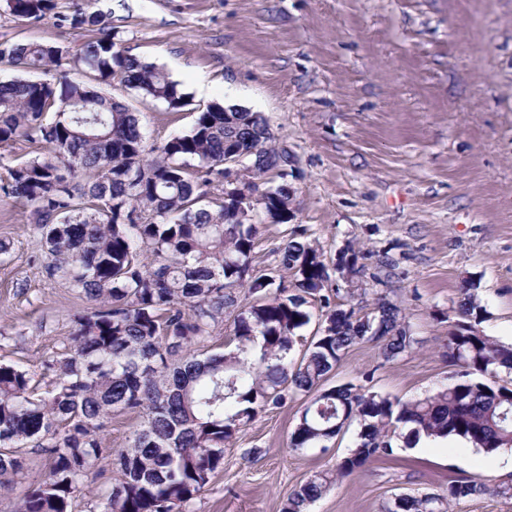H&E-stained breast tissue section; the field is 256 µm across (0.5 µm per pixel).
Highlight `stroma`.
Segmentation results:
<instances>
[{"label": "stroma", "instance_id": "35a3bbf8", "mask_svg": "<svg viewBox=\"0 0 512 512\" xmlns=\"http://www.w3.org/2000/svg\"><path fill=\"white\" fill-rule=\"evenodd\" d=\"M31 25L0 0V42L62 47L59 74L91 82L71 58L90 36L66 19L86 0H57ZM122 46L162 67L188 93L178 110L119 83L103 94L138 112L147 147L188 131L215 101L260 113L292 165L295 218L257 217L253 267L296 237L327 260L361 250L355 277L332 271L339 307L364 315L398 306L413 339L385 358L352 346L327 383L408 401L447 383L444 354L461 316L458 290L475 285L487 335L512 343V0H96ZM0 363L53 374L73 318L88 308L39 258L28 208L0 200ZM304 396L260 412L224 449V468L190 512H282L289 492L348 456L359 428L327 447L292 450ZM470 476L512 480V450L487 454L458 438L398 444L333 485L310 512H380L395 493H443Z\"/></svg>", "mask_w": 512, "mask_h": 512}]
</instances>
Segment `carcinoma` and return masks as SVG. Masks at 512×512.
<instances>
[{
	"label": "carcinoma",
	"mask_w": 512,
	"mask_h": 512,
	"mask_svg": "<svg viewBox=\"0 0 512 512\" xmlns=\"http://www.w3.org/2000/svg\"><path fill=\"white\" fill-rule=\"evenodd\" d=\"M8 7L33 24L56 0ZM62 58L56 45L0 42V62L19 70H48ZM72 63L170 110L190 104L164 69L130 54L110 30ZM19 138L44 141L52 152L6 165L0 197L30 209L50 258L46 273L92 307L74 318L62 353L46 362L56 376L50 390L37 393L29 370L0 364V489L25 474L27 448L51 458L15 512H73L77 492L106 471L100 433L112 415L128 412L141 423L115 451L119 477L102 512H188L224 468L225 444L258 412L300 393L309 401L290 448L331 441L345 409L360 431L336 469L288 493L283 512H309L333 482L392 456L399 438L411 445L456 436L487 454L512 448V387L498 382L512 373V344L479 328L485 309L470 285L461 288L462 321L448 337V360L460 367L448 385L407 402L353 384L325 387L352 346L379 342L389 359L410 349L412 338L388 301L364 316L336 307L329 265L307 242L289 238L273 250L278 268L294 271L293 286L277 268L253 273L257 225L239 221L234 200L210 195L224 188V152L233 146L254 163L248 190L265 196L259 209L274 224L288 223L293 200L278 167L282 150L259 113L213 102L151 157L139 115L126 105L66 79L15 80L0 84V146ZM277 180L274 193L263 194ZM239 289L250 301L233 318L234 349L200 356ZM314 301L322 323L306 342L299 330L311 322ZM486 494L511 498L512 482L491 487L465 478L443 494L389 498L381 512H451Z\"/></svg>",
	"instance_id": "obj_1"
}]
</instances>
